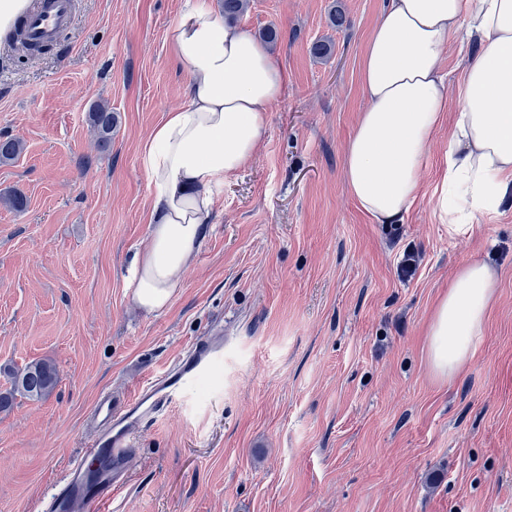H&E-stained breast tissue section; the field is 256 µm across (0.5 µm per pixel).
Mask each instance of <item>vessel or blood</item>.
<instances>
[{"label":"vessel or blood","instance_id":"b4317fda","mask_svg":"<svg viewBox=\"0 0 512 512\" xmlns=\"http://www.w3.org/2000/svg\"><path fill=\"white\" fill-rule=\"evenodd\" d=\"M73 19V0H43L25 15L23 29L30 41L49 42ZM223 353L221 331H211L188 356L177 360L173 374L151 377L134 400L118 405L111 394H102L92 410L94 430L70 459L63 479L47 494L45 512H97L110 502L125 484L135 432L166 410Z\"/></svg>","mask_w":512,"mask_h":512}]
</instances>
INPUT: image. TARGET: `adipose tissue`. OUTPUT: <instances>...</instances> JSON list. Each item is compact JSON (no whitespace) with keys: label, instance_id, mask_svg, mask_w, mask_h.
I'll use <instances>...</instances> for the list:
<instances>
[{"label":"adipose tissue","instance_id":"obj_1","mask_svg":"<svg viewBox=\"0 0 512 512\" xmlns=\"http://www.w3.org/2000/svg\"><path fill=\"white\" fill-rule=\"evenodd\" d=\"M466 31L476 62L451 83L442 70L450 41ZM189 76L186 102L165 114L141 147L148 180V238L128 286L148 312L168 308L214 216V191L255 158L287 76L257 38L195 6L167 33ZM366 105L343 156L347 188L380 224L401 222L457 90V116L444 152L442 188L432 196L453 236L469 220L498 214L512 190V0H387L360 66ZM498 280L480 262L455 273L427 331L428 363L456 376L484 334Z\"/></svg>","mask_w":512,"mask_h":512}]
</instances>
